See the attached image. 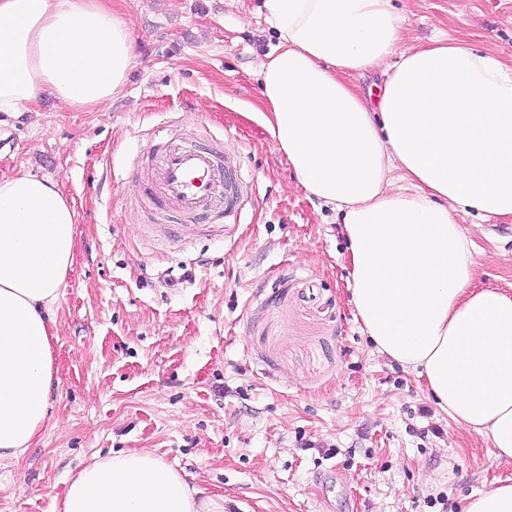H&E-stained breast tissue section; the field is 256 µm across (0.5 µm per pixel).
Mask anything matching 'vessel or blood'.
Listing matches in <instances>:
<instances>
[{
  "mask_svg": "<svg viewBox=\"0 0 512 512\" xmlns=\"http://www.w3.org/2000/svg\"><path fill=\"white\" fill-rule=\"evenodd\" d=\"M144 194L166 221L148 232L162 243L189 241L201 218L221 215L240 223L249 185L236 155L223 145L183 135L159 148L147 171Z\"/></svg>",
  "mask_w": 512,
  "mask_h": 512,
  "instance_id": "b4317fda",
  "label": "vessel or blood"
}]
</instances>
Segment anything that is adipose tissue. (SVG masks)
I'll list each match as a JSON object with an SVG mask.
<instances>
[{
  "label": "adipose tissue",
  "instance_id": "ef3b65f1",
  "mask_svg": "<svg viewBox=\"0 0 512 512\" xmlns=\"http://www.w3.org/2000/svg\"><path fill=\"white\" fill-rule=\"evenodd\" d=\"M278 43L259 116L298 183L343 215L351 298L378 353L417 370L457 426L512 462V298L472 290L451 211L512 216V66L454 38L407 48L393 0H266ZM134 58L112 0H0V112L120 95ZM381 69L375 94L352 75ZM75 211L27 171L0 180V461L31 448L57 387L55 309ZM60 512H228L148 452L94 459Z\"/></svg>",
  "mask_w": 512,
  "mask_h": 512
}]
</instances>
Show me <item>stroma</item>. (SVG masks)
<instances>
[{"label": "stroma", "mask_w": 512, "mask_h": 512, "mask_svg": "<svg viewBox=\"0 0 512 512\" xmlns=\"http://www.w3.org/2000/svg\"><path fill=\"white\" fill-rule=\"evenodd\" d=\"M135 62L91 112L49 94L0 114V179L56 180L76 248L56 306L58 388L0 512H54L93 456L153 453L231 512H463L512 479L487 439L456 426L422 378L379 354L350 302L342 219L298 184L255 114L277 45L265 0H112ZM405 44L457 38L512 59V0H395ZM220 135L253 180L246 223L191 244L144 236L135 172L149 146ZM454 219L474 289L512 296V217ZM336 469L322 494L316 478Z\"/></svg>", "instance_id": "obj_1"}]
</instances>
